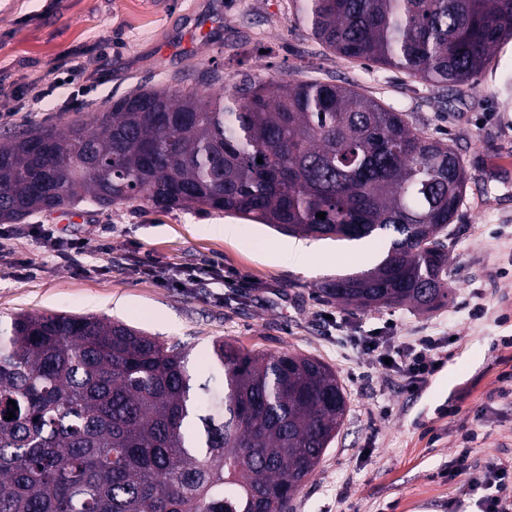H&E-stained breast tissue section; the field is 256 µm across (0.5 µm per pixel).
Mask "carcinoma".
I'll return each mask as SVG.
<instances>
[{
  "instance_id": "carcinoma-1",
  "label": "carcinoma",
  "mask_w": 512,
  "mask_h": 512,
  "mask_svg": "<svg viewBox=\"0 0 512 512\" xmlns=\"http://www.w3.org/2000/svg\"><path fill=\"white\" fill-rule=\"evenodd\" d=\"M296 15L334 52L436 87L470 82L512 40V0H296ZM217 79L205 71L188 90L141 88L89 119L9 133L0 224L109 198L286 234L383 235L373 269L319 293L356 310L448 301L444 231L466 182L448 143L347 86ZM213 356L218 381L190 371L180 344L122 321L0 322V512H288L343 424L336 372L224 340Z\"/></svg>"
}]
</instances>
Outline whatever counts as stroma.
<instances>
[{
    "instance_id": "35a3bbf8",
    "label": "stroma",
    "mask_w": 512,
    "mask_h": 512,
    "mask_svg": "<svg viewBox=\"0 0 512 512\" xmlns=\"http://www.w3.org/2000/svg\"><path fill=\"white\" fill-rule=\"evenodd\" d=\"M75 56L84 67L67 72ZM213 68L226 79L249 72L347 86L453 147L467 181L448 227L447 303L429 312L361 311L323 299L322 283L384 258L388 241L380 236L317 239L307 261L318 273L308 276L275 259L286 237L261 224L238 223L230 240L216 231L229 222L221 213L82 203L33 221L87 239L93 252L53 260L34 238L0 239V250L30 264L21 278L0 264V319L115 318L183 345L197 373L212 369L220 338L317 357L336 370L348 411L290 512H455L469 475L449 477L448 463L466 431L478 434L470 464L493 458L512 467V398L497 395L499 374L512 371V42L474 85L436 88L329 50L297 22L293 0H0V113L13 115L0 133L75 119L65 100L79 88L95 109L138 88L192 85ZM59 77L69 86L55 87ZM39 91L53 94V111H31ZM104 244L111 253L101 252ZM129 253L156 266L216 265L223 278L189 294L136 274L123 261ZM386 326L397 336L452 339L444 367L417 393L397 378L367 379L363 356L336 341L341 327Z\"/></svg>"
}]
</instances>
